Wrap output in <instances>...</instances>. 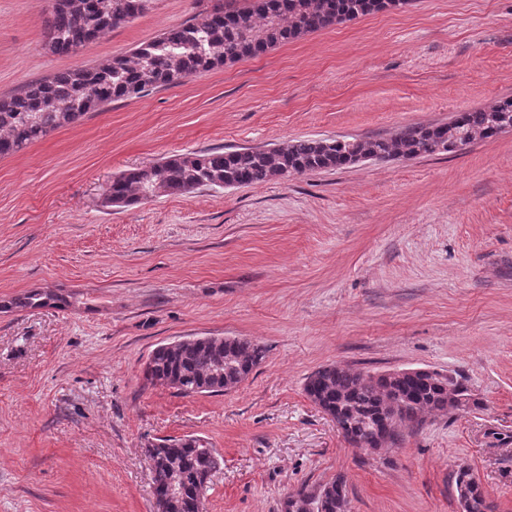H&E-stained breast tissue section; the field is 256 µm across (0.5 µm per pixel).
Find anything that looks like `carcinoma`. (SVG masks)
Instances as JSON below:
<instances>
[{
	"label": "carcinoma",
	"mask_w": 512,
	"mask_h": 512,
	"mask_svg": "<svg viewBox=\"0 0 512 512\" xmlns=\"http://www.w3.org/2000/svg\"><path fill=\"white\" fill-rule=\"evenodd\" d=\"M91 0H52L44 23L50 51L68 55L119 27L113 12L129 19L142 15L149 0H112L108 12L90 7ZM200 19L166 29L155 40L88 68L56 73L0 96V157L16 154L49 133L75 125L90 112L150 90L178 86L194 75L257 57L284 43L333 25L355 20L409 0H210ZM512 127V100L486 109L466 110L447 123L412 125L394 136L332 139L305 138L278 147H213L170 156L150 166L116 175L101 198L106 210L124 209L163 195H186L209 187L232 188L286 179L320 170L342 169L371 157L412 159L452 154L458 144L495 137ZM64 296L36 288L0 311L14 307L62 308ZM266 357V348L250 339L212 336L161 344L149 356L144 378L184 396L221 393L245 380ZM309 400L337 422L346 442L393 444L403 428L422 421V414H453L476 404L459 380L440 374L402 372L371 374L349 366L326 365L305 383ZM151 461L157 512H200V486L224 464L209 443L186 436L159 439L146 446ZM180 497L171 503L172 485ZM458 498L468 512H495L470 469L455 473ZM343 477L319 487V495L302 509L306 489L288 495L285 512H342Z\"/></svg>",
	"instance_id": "1"
}]
</instances>
